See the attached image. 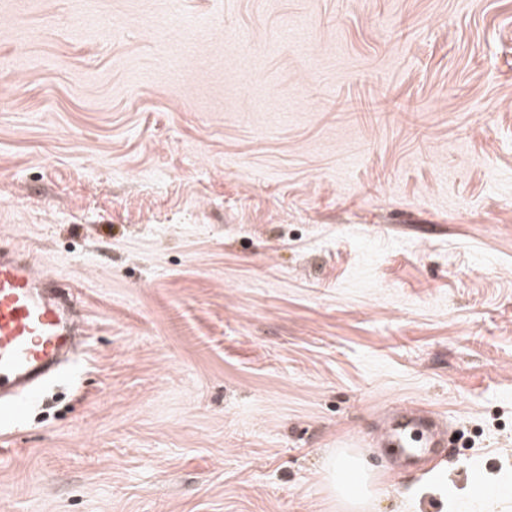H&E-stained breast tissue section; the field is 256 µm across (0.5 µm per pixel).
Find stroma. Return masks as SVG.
I'll list each match as a JSON object with an SVG mask.
<instances>
[{"label": "stroma", "instance_id": "35a3bbf8", "mask_svg": "<svg viewBox=\"0 0 512 512\" xmlns=\"http://www.w3.org/2000/svg\"><path fill=\"white\" fill-rule=\"evenodd\" d=\"M1 247L82 336L0 512H512V0H0ZM395 447L402 453H416L437 444L436 435L422 422L413 410L394 421ZM425 435H424V434Z\"/></svg>", "mask_w": 512, "mask_h": 512}]
</instances>
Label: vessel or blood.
<instances>
[{
    "mask_svg": "<svg viewBox=\"0 0 512 512\" xmlns=\"http://www.w3.org/2000/svg\"><path fill=\"white\" fill-rule=\"evenodd\" d=\"M75 288L38 273L20 249L0 250V418L22 410L21 395L37 391L68 360L81 329ZM395 445L404 453L435 447L417 414L394 421Z\"/></svg>",
    "mask_w": 512,
    "mask_h": 512,
    "instance_id": "vessel-or-blood-1",
    "label": "vessel or blood"
}]
</instances>
